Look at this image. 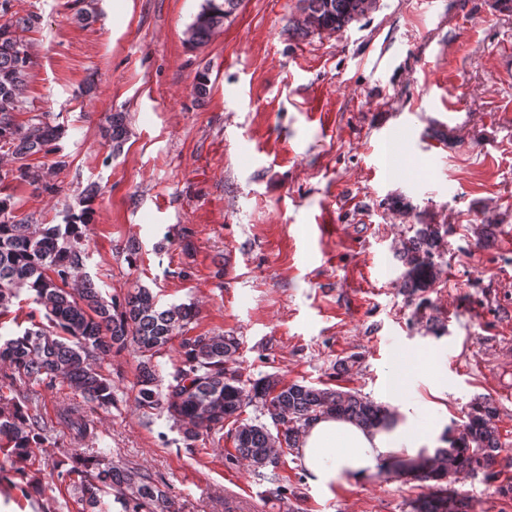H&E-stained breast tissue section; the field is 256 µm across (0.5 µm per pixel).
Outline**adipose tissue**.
I'll use <instances>...</instances> for the list:
<instances>
[{"instance_id": "adipose-tissue-1", "label": "adipose tissue", "mask_w": 512, "mask_h": 512, "mask_svg": "<svg viewBox=\"0 0 512 512\" xmlns=\"http://www.w3.org/2000/svg\"><path fill=\"white\" fill-rule=\"evenodd\" d=\"M443 432L439 420L426 428L408 422L367 428L324 414L303 433L298 451L313 482L325 487L344 476L364 481L378 468L415 459L432 450Z\"/></svg>"}]
</instances>
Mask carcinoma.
Returning a JSON list of instances; mask_svg holds the SVG:
<instances>
[{
    "instance_id": "obj_1",
    "label": "carcinoma",
    "mask_w": 512,
    "mask_h": 512,
    "mask_svg": "<svg viewBox=\"0 0 512 512\" xmlns=\"http://www.w3.org/2000/svg\"><path fill=\"white\" fill-rule=\"evenodd\" d=\"M304 19L315 30L340 31L376 8L377 0H300ZM239 0H205L187 30L192 44L207 42L224 27ZM12 0H0V151L15 166L0 170L7 178L26 182L44 192L55 187L27 159L54 151L63 134L54 125L34 116L27 123L16 120L23 110L22 92L33 61L20 37L38 23L35 15L11 13ZM126 117L112 113L109 136L115 147L126 137ZM90 210L69 214L64 224H31L16 214L11 197H0V317L21 294L44 310L46 322H33L23 331L0 340V365L10 369L9 384L30 391L61 379L79 392L89 410L112 406V375L103 366L112 350L127 347L139 356L138 405L161 409L178 425L183 438L197 441L203 434L220 433L228 420L234 429L235 450L255 469L279 467L283 448H296L301 434L322 414L355 421L367 427L387 425L390 412L356 392L299 383L283 385L272 374L244 380L233 367L238 341L233 336H183L180 361L166 389L159 388L154 358L174 338L176 331L195 319L192 304L158 305L150 289L138 286L123 296L105 298L88 276L80 274L89 234ZM448 229L440 224H420L403 243L399 257L405 271L402 286L418 299V308L430 306L425 293L440 274V256ZM257 404L275 426L241 418L244 408ZM497 408L489 397L469 404L465 422L456 429L450 447L398 473L418 482L429 492L411 502L412 512H467L454 484L478 473L496 479L494 471L501 449L495 425ZM77 439L93 434L91 420L75 410L64 418ZM49 429L21 402L0 406V451L10 460L33 463L49 455ZM59 467L57 479L65 485L81 512H109L105 498L112 496L122 512H167V495L158 484L139 472L125 469L106 453L71 450ZM20 488L43 496L46 487L36 473L15 469Z\"/></svg>"
}]
</instances>
